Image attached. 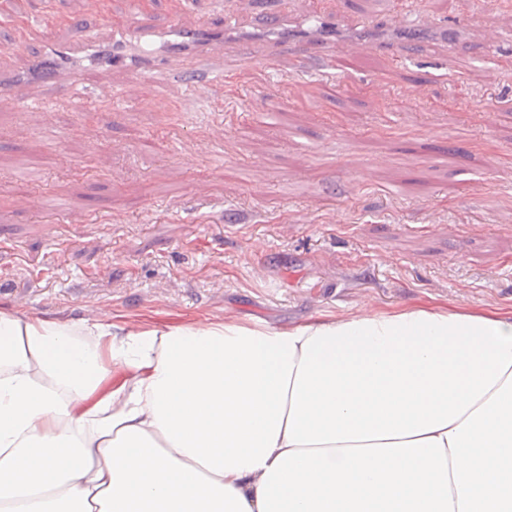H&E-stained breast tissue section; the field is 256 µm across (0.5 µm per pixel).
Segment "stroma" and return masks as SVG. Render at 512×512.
Wrapping results in <instances>:
<instances>
[{
	"mask_svg": "<svg viewBox=\"0 0 512 512\" xmlns=\"http://www.w3.org/2000/svg\"><path fill=\"white\" fill-rule=\"evenodd\" d=\"M324 4L390 31L393 0ZM417 17L404 55L334 75L331 100L297 68L244 69L187 128L131 84L126 112L98 103L65 123L63 162L0 112V310L274 329L364 310L512 316V0H418ZM486 17L495 64L479 60ZM20 189L92 221L19 206Z\"/></svg>",
	"mask_w": 512,
	"mask_h": 512,
	"instance_id": "35a3bbf8",
	"label": "stroma"
}]
</instances>
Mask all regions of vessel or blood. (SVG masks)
<instances>
[{
  "instance_id": "obj_1",
  "label": "vessel or blood",
  "mask_w": 512,
  "mask_h": 512,
  "mask_svg": "<svg viewBox=\"0 0 512 512\" xmlns=\"http://www.w3.org/2000/svg\"><path fill=\"white\" fill-rule=\"evenodd\" d=\"M313 22L317 35L299 40L287 10L280 7L267 13L260 28L269 37L261 41V53L252 54L245 43L227 40L214 30L205 17L191 25L175 16L153 24L143 13L141 0H132L128 12L110 19L104 31L88 27L78 17L58 14L52 0H45L41 11L30 16L16 12L15 0H0V25L12 32L9 50L0 53V112L39 114L38 133L60 151L65 137L57 121L59 106L39 95L42 87L64 86L72 93L69 105L74 108L83 104L92 74L120 70L157 86L150 107L175 113L189 126L202 98L224 87L223 76L200 77V62L270 69L281 60L305 55L322 70L348 73L363 57L382 52L397 56L405 48L400 41L364 36L348 50L336 38L342 23L335 15L319 11ZM170 77L182 83L181 96L172 98L160 91V84Z\"/></svg>"
}]
</instances>
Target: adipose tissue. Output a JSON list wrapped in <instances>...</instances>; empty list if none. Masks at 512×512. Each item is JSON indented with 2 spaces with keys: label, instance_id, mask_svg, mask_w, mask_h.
<instances>
[{
  "label": "adipose tissue",
  "instance_id": "adipose-tissue-1",
  "mask_svg": "<svg viewBox=\"0 0 512 512\" xmlns=\"http://www.w3.org/2000/svg\"><path fill=\"white\" fill-rule=\"evenodd\" d=\"M0 512H512V317L0 312Z\"/></svg>",
  "mask_w": 512,
  "mask_h": 512
}]
</instances>
